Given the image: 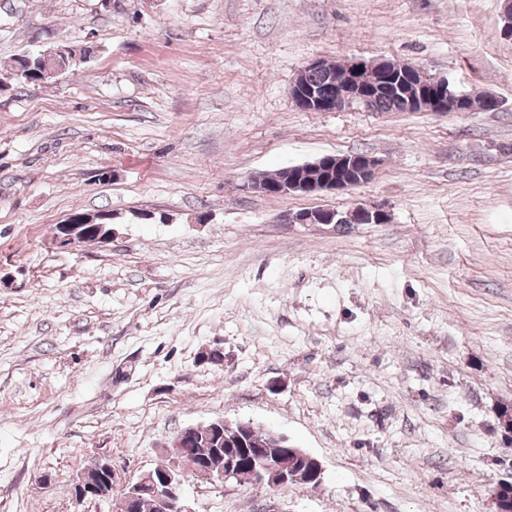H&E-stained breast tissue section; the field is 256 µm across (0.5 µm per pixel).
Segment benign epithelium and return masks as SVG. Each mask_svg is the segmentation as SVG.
Segmentation results:
<instances>
[{"mask_svg": "<svg viewBox=\"0 0 512 512\" xmlns=\"http://www.w3.org/2000/svg\"><path fill=\"white\" fill-rule=\"evenodd\" d=\"M71 46L59 40L56 45L39 52L41 60V76L38 82L47 84L54 81L70 66L69 55ZM323 60L316 59L301 68L291 87V99L294 104L307 112H340L349 110L366 100V94L374 91L384 79L392 66L387 59L358 60L346 59L342 65L346 72V80L336 89V97L322 99L317 92L303 84L300 78L311 70L322 68ZM397 90L412 106L425 105L432 112L441 113L448 108L450 91L439 87L437 90L419 96L408 92L404 83L396 85ZM379 160L366 155L362 158L349 155H325L307 165L287 166L277 182H269L260 174L249 177L248 188L266 195L286 196L289 194H319L348 191L361 184L370 182L376 174ZM102 213H80L78 218L61 224L62 233L54 238L60 248H73L80 244L99 246L112 242V235L94 233L88 230L90 225L104 226ZM391 220L390 210L383 204H358L341 211L330 207H317L283 214L282 221L287 224L305 226H326L333 230L345 229L353 224H386ZM216 424L224 427V447L238 448L248 462L243 463L239 457L228 453L223 460H218L216 452L203 451L198 453L196 465L189 471L179 468L184 461L179 447L164 450L161 460L150 470V494L156 501L160 512H191L186 506L181 487L187 477L192 474L198 478L220 481L224 484L260 485L272 489L286 487L291 484H316L320 481L322 467L320 462L299 448L287 445L286 440L276 434H269L264 448L250 447V433L254 427L245 422L230 423L219 419ZM290 455L309 463L306 469L289 470L281 464L284 456ZM108 471V480L95 483L88 473L78 478L73 488L75 499L106 500L112 491L116 473L112 464L104 463Z\"/></svg>", "mask_w": 512, "mask_h": 512, "instance_id": "7a95c632", "label": "benign epithelium"}]
</instances>
